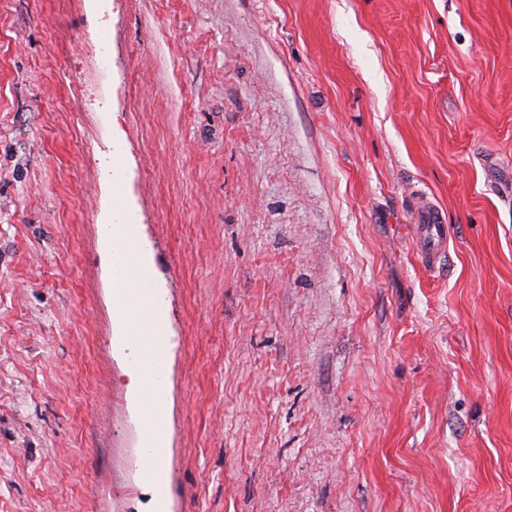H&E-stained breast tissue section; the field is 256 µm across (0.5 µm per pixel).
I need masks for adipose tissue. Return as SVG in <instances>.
Instances as JSON below:
<instances>
[{
	"mask_svg": "<svg viewBox=\"0 0 512 512\" xmlns=\"http://www.w3.org/2000/svg\"><path fill=\"white\" fill-rule=\"evenodd\" d=\"M112 218L104 239L112 258V296L121 334L135 365L139 366L148 358H164L167 326L165 321L148 313L156 295V279L150 254L140 242L131 211L118 208ZM133 396L137 406L148 412L143 433V445L148 449L143 476L162 498L167 493V484L153 454L154 449L163 445L161 396L158 389L142 379L137 381Z\"/></svg>",
	"mask_w": 512,
	"mask_h": 512,
	"instance_id": "1",
	"label": "adipose tissue"
}]
</instances>
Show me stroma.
<instances>
[{
  "label": "stroma",
  "instance_id": "1",
  "mask_svg": "<svg viewBox=\"0 0 512 512\" xmlns=\"http://www.w3.org/2000/svg\"><path fill=\"white\" fill-rule=\"evenodd\" d=\"M116 138L166 305L161 507ZM0 512H512V0H0ZM413 216L417 255L423 265L434 268L446 258L448 220L425 194L416 197ZM133 213L126 207L113 209L112 223L105 224V245L112 258V296L122 336L134 364L142 372L147 358L162 359L166 353V320L146 314L156 296V279L150 254L142 246ZM119 220L120 224H116ZM132 256V260H128ZM143 368L150 370V362ZM143 374V372H142ZM139 378L133 396L146 417L143 433L144 448H163L161 432V396L154 386ZM145 468L143 476L146 482L151 484L158 495L160 503H164L167 493V484L165 478L160 474L157 461L153 453H144Z\"/></svg>",
  "mask_w": 512,
  "mask_h": 512
}]
</instances>
